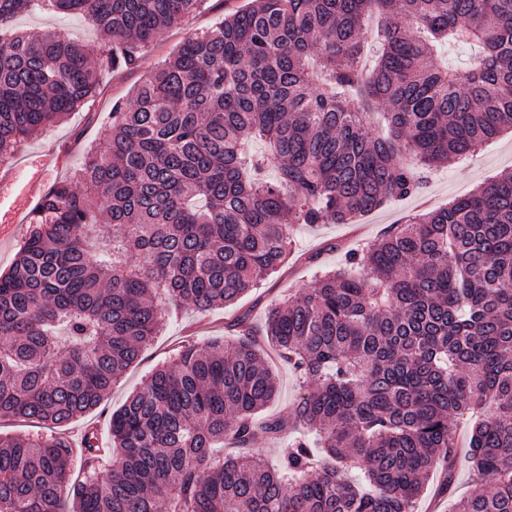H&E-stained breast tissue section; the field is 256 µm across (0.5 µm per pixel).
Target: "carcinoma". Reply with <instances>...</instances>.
Segmentation results:
<instances>
[{"mask_svg":"<svg viewBox=\"0 0 512 512\" xmlns=\"http://www.w3.org/2000/svg\"><path fill=\"white\" fill-rule=\"evenodd\" d=\"M35 1L90 17L108 49L17 29ZM203 2L0 0V159ZM110 115L107 148L41 197L0 273V418L91 414L168 309L236 303L295 225L348 224L512 130V0H250ZM351 264L271 304L260 334L237 316L233 343L182 346L112 411L109 447L85 431L80 480L64 436L0 434V512H416L465 414L477 479L456 512H512V174ZM268 346L315 386L263 420ZM286 432L280 467L257 461Z\"/></svg>","mask_w":512,"mask_h":512,"instance_id":"1","label":"carcinoma"}]
</instances>
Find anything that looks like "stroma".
I'll use <instances>...</instances> for the list:
<instances>
[{
	"label": "stroma",
	"mask_w": 512,
	"mask_h": 512,
	"mask_svg": "<svg viewBox=\"0 0 512 512\" xmlns=\"http://www.w3.org/2000/svg\"><path fill=\"white\" fill-rule=\"evenodd\" d=\"M247 0H204L200 10L179 25L157 34L138 67L109 71L101 76L100 93L93 103L40 132L23 145L24 151L34 152L57 145L66 151V161L58 173L67 178L87 157L88 152L106 148L104 129L114 101L129 99L158 64L166 60L186 39L211 30L225 16L242 9ZM16 24L28 30L53 28L80 41L86 51L96 55L105 44L91 20L84 16L69 17L47 12L21 14ZM512 173V131L502 133L486 144L474 156L432 171L417 194L400 199L376 210L351 224H299L293 232V251L274 274L247 292L233 310L218 309L199 315L186 306L167 319L161 333L144 352L138 365L125 371L120 381L106 396L102 409L78 419L65 428L71 447H80L87 428H95L101 440L109 438V416L125 398L139 388L156 367L171 361L180 346L189 342L203 344L213 338L232 342L235 330L230 322L234 313L248 314L254 326H262L266 308L287 293L297 295L311 288L322 271L346 268L348 252L380 238L392 225L403 222L405 216L424 208L446 206L448 201L462 196L480 184L503 174ZM469 435L459 427L453 487L448 493L438 491L430 483L418 512H454L453 503L470 487L472 470L468 457Z\"/></svg>",
	"instance_id": "obj_1"
}]
</instances>
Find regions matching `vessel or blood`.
<instances>
[{"mask_svg":"<svg viewBox=\"0 0 512 512\" xmlns=\"http://www.w3.org/2000/svg\"><path fill=\"white\" fill-rule=\"evenodd\" d=\"M64 162L60 152L53 147L42 150L36 161L19 156L17 171L0 176V215L11 226L25 222L30 205L47 178L58 172Z\"/></svg>","mask_w":512,"mask_h":512,"instance_id":"obj_1","label":"vessel or blood"}]
</instances>
